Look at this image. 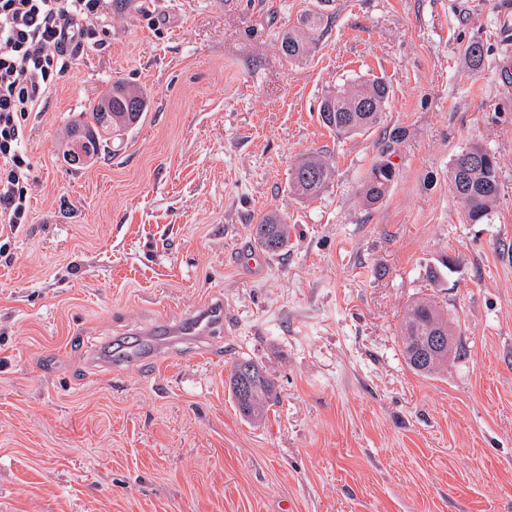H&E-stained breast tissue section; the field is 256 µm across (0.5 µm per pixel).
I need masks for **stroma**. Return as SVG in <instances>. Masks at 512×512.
Here are the masks:
<instances>
[{
  "label": "stroma",
  "mask_w": 512,
  "mask_h": 512,
  "mask_svg": "<svg viewBox=\"0 0 512 512\" xmlns=\"http://www.w3.org/2000/svg\"><path fill=\"white\" fill-rule=\"evenodd\" d=\"M307 9L326 28L291 62L279 41ZM106 24L22 141L30 218L0 261V512H512V0H126ZM374 78L379 124H320L324 96ZM115 81L146 90L144 122L70 167L66 126ZM473 144L498 159L490 224L464 223L448 183ZM311 150L334 177L300 201L289 170ZM270 211L288 251L253 271L238 254ZM431 295L463 350L424 377L400 324ZM219 299L212 358L94 363ZM244 356L276 384L259 427L225 387ZM389 164L377 165L372 169L369 179L363 187V196L367 203L375 204L382 200L394 178L393 168Z\"/></svg>",
  "instance_id": "35a3bbf8"
}]
</instances>
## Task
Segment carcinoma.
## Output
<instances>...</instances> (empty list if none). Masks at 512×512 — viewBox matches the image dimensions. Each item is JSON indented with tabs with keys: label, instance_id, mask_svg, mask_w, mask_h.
Segmentation results:
<instances>
[{
	"label": "carcinoma",
	"instance_id": "1",
	"mask_svg": "<svg viewBox=\"0 0 512 512\" xmlns=\"http://www.w3.org/2000/svg\"><path fill=\"white\" fill-rule=\"evenodd\" d=\"M325 28L324 14L307 10L298 19V27L282 34L281 53L290 61L306 57L314 48ZM387 99L384 82L370 83L339 90L323 98L318 108L321 124L338 135L354 136L375 126ZM148 110L145 90L135 84L114 82L102 92L89 111L78 114L70 124V132L84 131V153L96 161L108 148L109 135L124 136L135 130ZM334 176L333 165L316 151L302 154L289 174V189L301 199L318 196ZM394 178L389 165L372 169L363 187L366 202L382 200ZM451 190L463 207L468 224H489L500 197V179L497 158L482 146L475 144L458 152L448 169ZM257 244L266 252L277 255L288 249L291 227L275 212L264 214L254 225ZM450 329L448 314L433 297L418 298L404 310L400 339L407 366L414 373L430 376L439 373L448 364V357L426 367L417 364L412 355L411 337L430 336L440 329ZM229 391L241 418L248 424L262 422L276 397L274 383L263 368L251 359L239 358L231 368Z\"/></svg>",
	"mask_w": 512,
	"mask_h": 512
}]
</instances>
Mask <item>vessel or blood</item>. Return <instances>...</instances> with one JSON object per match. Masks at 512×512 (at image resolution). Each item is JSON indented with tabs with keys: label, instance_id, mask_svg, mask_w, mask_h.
Here are the masks:
<instances>
[{
	"label": "vessel or blood",
	"instance_id": "1",
	"mask_svg": "<svg viewBox=\"0 0 512 512\" xmlns=\"http://www.w3.org/2000/svg\"><path fill=\"white\" fill-rule=\"evenodd\" d=\"M223 323L222 304L205 305L190 312L177 324L157 323L151 330L141 333L136 343L116 344L112 348L110 362L117 368L125 364H140L179 344L203 345L211 342Z\"/></svg>",
	"mask_w": 512,
	"mask_h": 512
}]
</instances>
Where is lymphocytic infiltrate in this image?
Instances as JSON below:
<instances>
[{
	"label": "lymphocytic infiltrate",
	"instance_id": "1",
	"mask_svg": "<svg viewBox=\"0 0 512 512\" xmlns=\"http://www.w3.org/2000/svg\"><path fill=\"white\" fill-rule=\"evenodd\" d=\"M107 0H0V258L29 220L26 121L69 73L77 48L102 45Z\"/></svg>",
	"mask_w": 512,
	"mask_h": 512
}]
</instances>
